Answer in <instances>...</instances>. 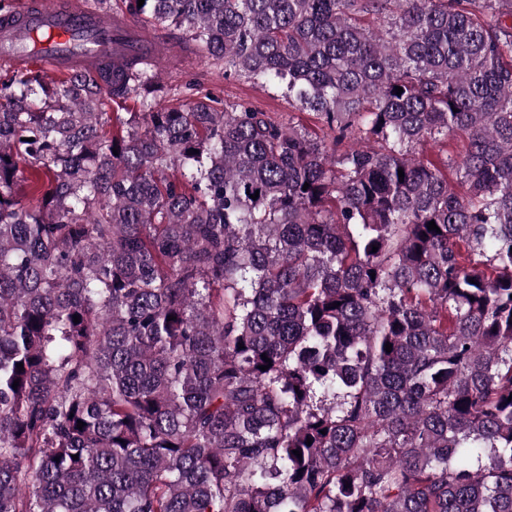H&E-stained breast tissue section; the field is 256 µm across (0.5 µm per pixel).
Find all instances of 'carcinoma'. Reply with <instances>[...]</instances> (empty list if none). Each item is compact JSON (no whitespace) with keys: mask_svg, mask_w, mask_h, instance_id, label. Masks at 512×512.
<instances>
[{"mask_svg":"<svg viewBox=\"0 0 512 512\" xmlns=\"http://www.w3.org/2000/svg\"><path fill=\"white\" fill-rule=\"evenodd\" d=\"M123 4L299 114L0 83V512H512V0Z\"/></svg>","mask_w":512,"mask_h":512,"instance_id":"carcinoma-1","label":"carcinoma"}]
</instances>
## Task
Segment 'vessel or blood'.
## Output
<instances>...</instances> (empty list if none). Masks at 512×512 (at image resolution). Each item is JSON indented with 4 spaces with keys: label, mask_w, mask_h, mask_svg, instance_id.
Segmentation results:
<instances>
[{
    "label": "vessel or blood",
    "mask_w": 512,
    "mask_h": 512,
    "mask_svg": "<svg viewBox=\"0 0 512 512\" xmlns=\"http://www.w3.org/2000/svg\"><path fill=\"white\" fill-rule=\"evenodd\" d=\"M167 42L135 26L123 14H104L88 0H17L0 18V67L54 75H99L134 55L168 56Z\"/></svg>",
    "instance_id": "vessel-or-blood-1"
}]
</instances>
